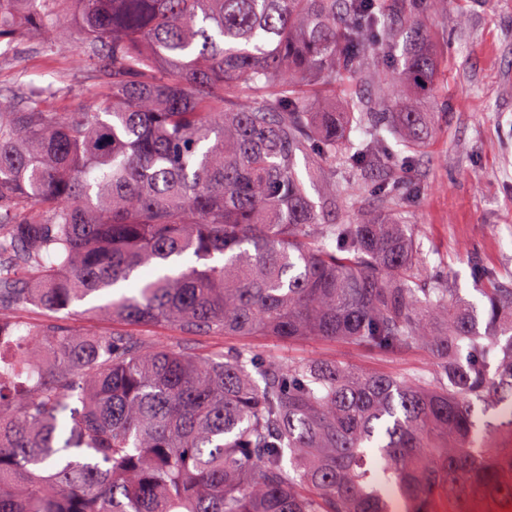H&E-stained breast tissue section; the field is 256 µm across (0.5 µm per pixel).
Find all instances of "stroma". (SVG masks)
Here are the masks:
<instances>
[{"label":"stroma","mask_w":512,"mask_h":512,"mask_svg":"<svg viewBox=\"0 0 512 512\" xmlns=\"http://www.w3.org/2000/svg\"><path fill=\"white\" fill-rule=\"evenodd\" d=\"M427 36L447 76L435 137L400 172L402 202L415 225L431 274L475 301L483 271L512 272V0H448L426 21ZM95 80L83 35L65 42L24 34L0 55L8 103L31 86H52L58 106L80 109ZM79 331L136 332L154 345L209 353L247 346L265 357L302 356L347 362L367 371L411 374L431 369L427 352H383L341 342L270 336H182L161 326H131L103 315L71 320Z\"/></svg>","instance_id":"stroma-1"}]
</instances>
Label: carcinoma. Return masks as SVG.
Returning a JSON list of instances; mask_svg holds the SVG:
<instances>
[{
    "instance_id": "carcinoma-1",
    "label": "carcinoma",
    "mask_w": 512,
    "mask_h": 512,
    "mask_svg": "<svg viewBox=\"0 0 512 512\" xmlns=\"http://www.w3.org/2000/svg\"><path fill=\"white\" fill-rule=\"evenodd\" d=\"M17 2L0 45L66 39L70 5L98 79L78 112L50 89L0 108V512H512V281L485 271L478 304L430 277L394 179L392 207L336 219L432 134L411 94L437 87L418 16L443 0ZM109 293L86 313L436 368L200 358L3 313Z\"/></svg>"
}]
</instances>
